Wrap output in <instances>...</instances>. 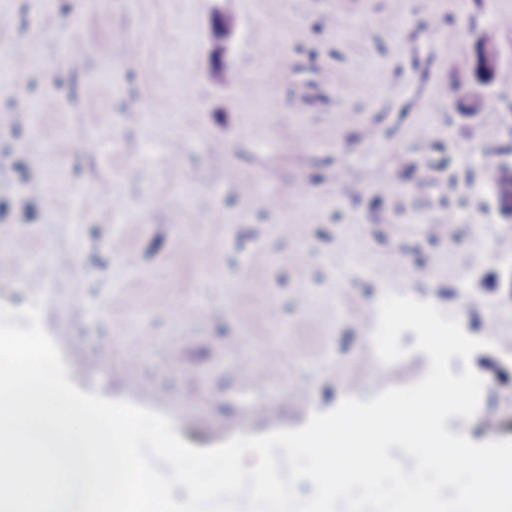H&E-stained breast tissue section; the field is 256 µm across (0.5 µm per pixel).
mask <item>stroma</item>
Here are the masks:
<instances>
[{
	"instance_id": "obj_1",
	"label": "stroma",
	"mask_w": 512,
	"mask_h": 512,
	"mask_svg": "<svg viewBox=\"0 0 512 512\" xmlns=\"http://www.w3.org/2000/svg\"><path fill=\"white\" fill-rule=\"evenodd\" d=\"M510 17L512 0H0V75L26 89L0 90V251L28 243L0 303H40L79 390L206 449L375 397L382 298L428 301L489 342L479 409L448 429L491 441L486 420L512 416V216L484 156L512 160V82L463 64L486 38L512 73ZM452 215L458 240L434 238ZM465 294L486 307L459 313ZM415 341L395 386L430 368ZM244 360L261 386L239 385Z\"/></svg>"
}]
</instances>
